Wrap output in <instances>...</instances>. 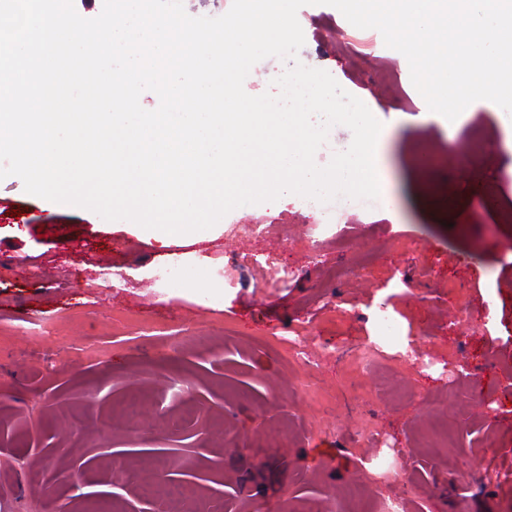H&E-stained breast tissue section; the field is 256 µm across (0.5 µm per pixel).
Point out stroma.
I'll use <instances>...</instances> for the list:
<instances>
[{
	"label": "stroma",
	"instance_id": "obj_1",
	"mask_svg": "<svg viewBox=\"0 0 512 512\" xmlns=\"http://www.w3.org/2000/svg\"><path fill=\"white\" fill-rule=\"evenodd\" d=\"M317 14L368 40L374 56L389 49L378 30L354 27L334 7L298 11V60L329 72L383 125L398 220L367 203L316 231L282 198L266 210L264 237L239 236L251 217L230 213L162 249L131 227L29 195L18 177L0 180V512H95L103 503L164 512L135 476L152 460L169 461L158 479L184 491L176 512L219 502L224 512H380L400 489L396 471L412 483L405 512H512V219L481 209L489 182L512 200V150L486 100L452 129L420 121L408 66L395 63L392 92L323 51L310 25ZM469 130L491 147L463 166L456 144ZM424 141L441 150L428 171L408 164ZM183 261L222 270L223 304L157 280L158 268ZM339 262L355 270L341 283L326 274ZM280 263L300 269L299 279L272 283ZM107 270L121 274V289L99 287ZM381 294L398 331L432 361L431 377L417 379L389 351L375 375L385 393H359L345 382L348 356H334L315 382L320 403L295 395L300 364L246 342L304 323L330 337L324 306L333 299L348 310L355 342L379 341L370 311ZM126 315L133 323L122 324ZM170 335L184 339L171 354ZM446 415L453 438L427 447ZM477 457L486 468L470 467ZM357 475L368 496L354 501L347 486Z\"/></svg>",
	"mask_w": 512,
	"mask_h": 512
}]
</instances>
